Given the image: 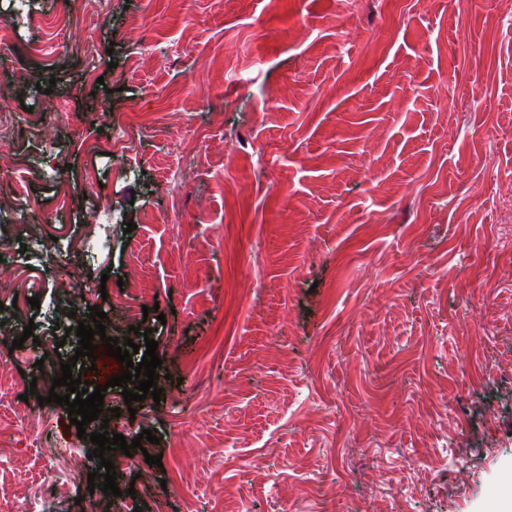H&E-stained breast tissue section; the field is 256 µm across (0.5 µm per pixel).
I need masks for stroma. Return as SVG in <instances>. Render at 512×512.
Wrapping results in <instances>:
<instances>
[{"mask_svg":"<svg viewBox=\"0 0 512 512\" xmlns=\"http://www.w3.org/2000/svg\"><path fill=\"white\" fill-rule=\"evenodd\" d=\"M21 7L46 22L0 46V285L41 305L20 309L34 340L0 335V483L19 493L0 512H29L24 493L64 480L66 447L93 448L66 408L39 405L52 380L35 366L92 305L120 339L126 308L165 315L146 321L161 398L115 426L160 439L151 484H134L142 512L512 502L502 0H0V18ZM35 84L64 111H35ZM116 125L130 157L95 150ZM34 224L56 263L21 245ZM131 269L142 289L119 288ZM65 289L72 317L52 308Z\"/></svg>","mask_w":512,"mask_h":512,"instance_id":"1","label":"stroma"}]
</instances>
